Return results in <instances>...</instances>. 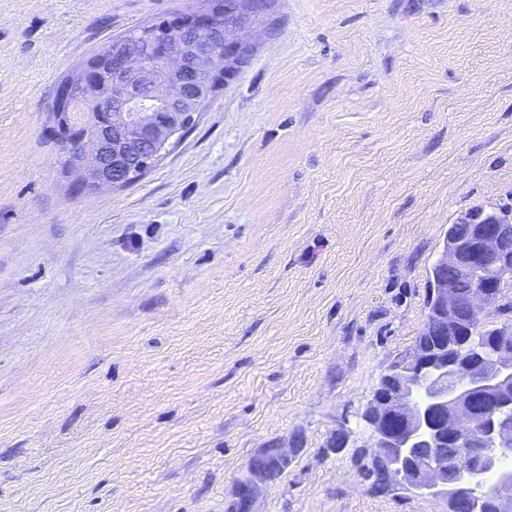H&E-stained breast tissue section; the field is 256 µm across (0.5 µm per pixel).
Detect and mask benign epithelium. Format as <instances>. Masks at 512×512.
Listing matches in <instances>:
<instances>
[{"label": "benign epithelium", "mask_w": 512, "mask_h": 512, "mask_svg": "<svg viewBox=\"0 0 512 512\" xmlns=\"http://www.w3.org/2000/svg\"><path fill=\"white\" fill-rule=\"evenodd\" d=\"M269 0H224L195 8L159 27L148 26L86 58L59 86L61 128L82 132L80 159L63 169L78 189L125 187L196 124L202 106L251 59L253 46L232 33L256 23ZM112 110L98 108L109 88ZM463 236L436 259L421 337L404 362L383 373L360 414L373 448L372 464L401 486L452 500L457 512H512V329L474 345L470 332L494 325L500 289L512 282V206L460 213ZM455 269L473 282L466 294L448 282ZM297 449H257L231 492L235 512H255L260 496L288 467ZM493 473L489 487L473 483Z\"/></svg>", "instance_id": "1"}]
</instances>
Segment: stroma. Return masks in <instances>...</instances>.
Masks as SVG:
<instances>
[{
    "label": "stroma",
    "instance_id": "1",
    "mask_svg": "<svg viewBox=\"0 0 512 512\" xmlns=\"http://www.w3.org/2000/svg\"><path fill=\"white\" fill-rule=\"evenodd\" d=\"M198 5L0 0V512H226L278 441L256 512H448L371 491L355 414L449 225L512 202V0H271L169 154L74 190L60 81ZM296 451L277 442L276 448L257 449L250 457L245 474L239 478L231 492L232 508L236 512H256L254 506L260 496L277 480L274 474L287 469ZM230 505V511L234 512Z\"/></svg>",
    "mask_w": 512,
    "mask_h": 512
}]
</instances>
